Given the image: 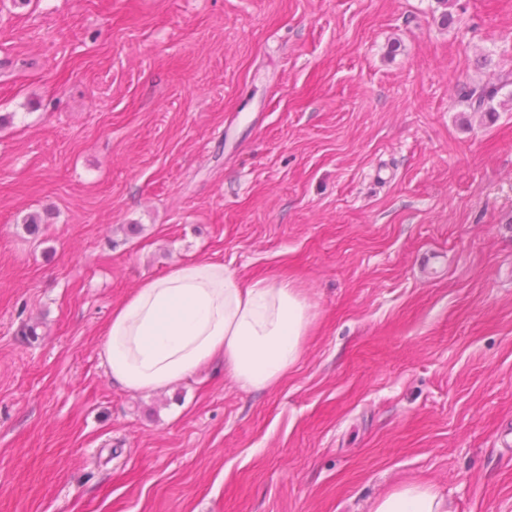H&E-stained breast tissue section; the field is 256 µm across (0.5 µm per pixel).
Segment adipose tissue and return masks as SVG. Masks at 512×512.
<instances>
[{
  "mask_svg": "<svg viewBox=\"0 0 512 512\" xmlns=\"http://www.w3.org/2000/svg\"><path fill=\"white\" fill-rule=\"evenodd\" d=\"M311 308L288 281L242 282L216 260L176 265L145 280L112 311L103 330L101 364L114 384L159 392L211 360L239 385L277 386L295 367ZM373 512H448L432 487L409 484Z\"/></svg>",
  "mask_w": 512,
  "mask_h": 512,
  "instance_id": "ef3b65f1",
  "label": "adipose tissue"
}]
</instances>
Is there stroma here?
<instances>
[{
  "label": "stroma",
  "mask_w": 512,
  "mask_h": 512,
  "mask_svg": "<svg viewBox=\"0 0 512 512\" xmlns=\"http://www.w3.org/2000/svg\"><path fill=\"white\" fill-rule=\"evenodd\" d=\"M211 259L307 299L294 369L113 384V308ZM410 483L512 512V0H0V512Z\"/></svg>",
  "instance_id": "obj_1"
}]
</instances>
